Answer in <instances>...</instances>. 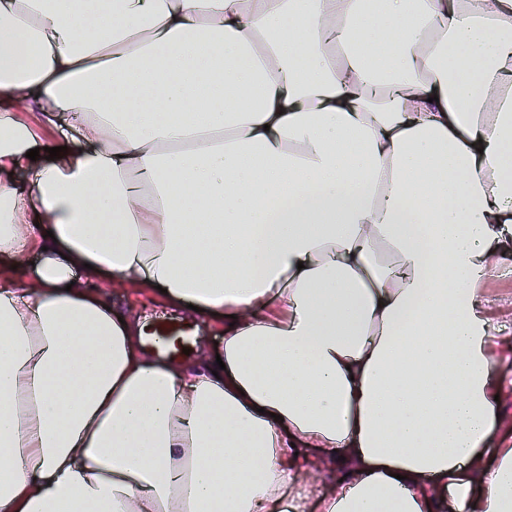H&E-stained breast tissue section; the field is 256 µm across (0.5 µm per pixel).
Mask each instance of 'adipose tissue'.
<instances>
[{"label":"adipose tissue","mask_w":512,"mask_h":512,"mask_svg":"<svg viewBox=\"0 0 512 512\" xmlns=\"http://www.w3.org/2000/svg\"><path fill=\"white\" fill-rule=\"evenodd\" d=\"M1 29L0 255L39 262L0 279V512H512V0ZM103 275L229 318L221 357L144 354Z\"/></svg>","instance_id":"adipose-tissue-1"}]
</instances>
